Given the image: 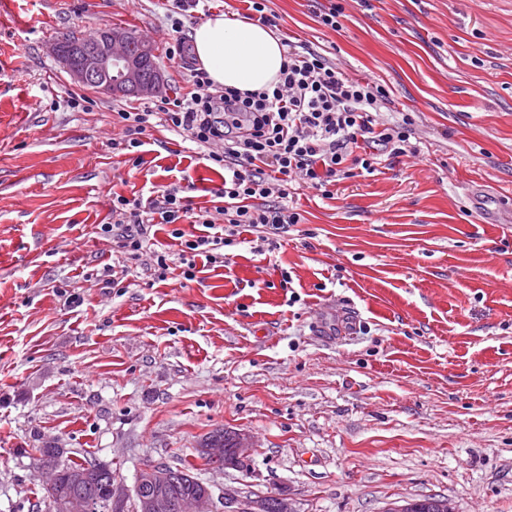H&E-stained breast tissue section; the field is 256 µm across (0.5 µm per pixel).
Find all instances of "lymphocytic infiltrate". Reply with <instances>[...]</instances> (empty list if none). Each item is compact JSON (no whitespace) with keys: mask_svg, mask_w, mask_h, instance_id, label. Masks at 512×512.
Masks as SVG:
<instances>
[{"mask_svg":"<svg viewBox=\"0 0 512 512\" xmlns=\"http://www.w3.org/2000/svg\"><path fill=\"white\" fill-rule=\"evenodd\" d=\"M286 61L273 88L242 92L215 85L203 69H194L192 88L172 106L121 113V138L114 150L138 151L148 127L158 125L194 143L204 160L224 171L216 210L194 211L178 188L161 190L143 202L122 195L112 200V221L101 225L127 261L141 257L154 223L171 225L178 239L177 259L184 279H194L195 259L223 262L225 247L234 245L239 227L252 228L259 240L287 232L300 215L288 204V181L303 180L315 189L373 172L379 153L390 157L416 154L412 142L416 120L400 114L383 121L379 112L388 91L370 79L353 78L323 53L288 41ZM223 224H216V217ZM203 225L205 234L179 229L180 221Z\"/></svg>","mask_w":512,"mask_h":512,"instance_id":"f902f5d3","label":"lymphocytic infiltrate"}]
</instances>
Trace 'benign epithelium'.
Instances as JSON below:
<instances>
[{
  "label": "benign epithelium",
  "mask_w": 512,
  "mask_h": 512,
  "mask_svg": "<svg viewBox=\"0 0 512 512\" xmlns=\"http://www.w3.org/2000/svg\"><path fill=\"white\" fill-rule=\"evenodd\" d=\"M51 53L63 65L75 83L109 96L133 95L155 97L164 87V74L153 60L152 45L143 39L133 40L123 30L108 29L101 41L88 44L79 55L69 54L58 41L51 45ZM231 448L215 439L203 449L204 462L210 468H240L255 448L253 437L242 431H231ZM178 475L164 472L157 463L144 464L138 474L137 485L150 483L153 489L139 495L138 512H267L268 500L275 502L276 512H297L292 499L285 493L242 495L235 489H224L222 509H217L210 488L189 493L174 494ZM130 494L113 480L102 490L101 497H90L74 490L53 495L51 512H98L107 506L110 512H120Z\"/></svg>",
  "instance_id": "benign-epithelium-1"
}]
</instances>
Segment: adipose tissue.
Returning <instances> with one entry per match:
<instances>
[{"mask_svg": "<svg viewBox=\"0 0 512 512\" xmlns=\"http://www.w3.org/2000/svg\"><path fill=\"white\" fill-rule=\"evenodd\" d=\"M191 44L214 84L243 92L269 88L284 62L285 48L274 31L220 15L196 27Z\"/></svg>", "mask_w": 512, "mask_h": 512, "instance_id": "1", "label": "adipose tissue"}]
</instances>
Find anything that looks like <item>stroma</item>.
<instances>
[{
    "mask_svg": "<svg viewBox=\"0 0 512 512\" xmlns=\"http://www.w3.org/2000/svg\"><path fill=\"white\" fill-rule=\"evenodd\" d=\"M339 7L342 31L320 26ZM282 34L383 85L417 121L419 156H380L330 196L291 182L299 224L251 232L194 280L144 268L178 243L153 226L121 275L100 225L112 198L180 185L217 206L222 169L165 128L140 166L112 149L121 112L153 99L75 85L61 35L136 32L184 95L164 0H0V512H47L34 449L110 464L192 456L217 428L256 447L199 470L225 489L285 492L297 512H384L441 495L512 512V0H268ZM90 100L66 106L68 94ZM119 286H112V277Z\"/></svg>",
    "mask_w": 512,
    "mask_h": 512,
    "instance_id": "stroma-1",
    "label": "stroma"
}]
</instances>
